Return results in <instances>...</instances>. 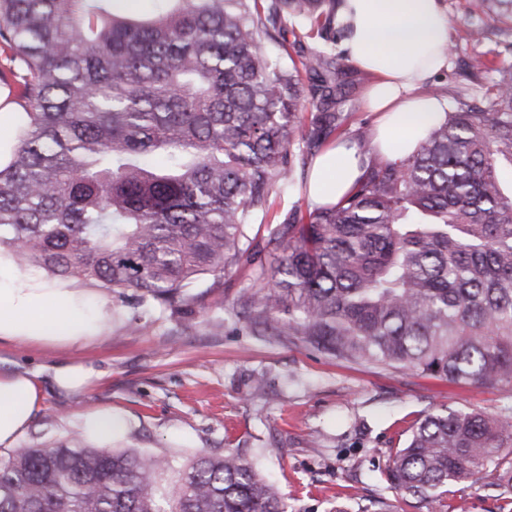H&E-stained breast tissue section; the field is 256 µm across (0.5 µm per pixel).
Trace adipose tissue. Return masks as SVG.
I'll use <instances>...</instances> for the list:
<instances>
[{"label":"adipose tissue","mask_w":512,"mask_h":512,"mask_svg":"<svg viewBox=\"0 0 512 512\" xmlns=\"http://www.w3.org/2000/svg\"><path fill=\"white\" fill-rule=\"evenodd\" d=\"M350 57L370 81L366 106L380 113L372 145L337 142L320 154L308 184L314 204H334L358 183L372 159L409 151L424 129L441 119L424 81L447 60L448 19L439 0H344ZM91 314L65 288H44L0 261V339L78 344L91 335ZM41 403L33 375L0 372V446H14Z\"/></svg>","instance_id":"ef3b65f1"}]
</instances>
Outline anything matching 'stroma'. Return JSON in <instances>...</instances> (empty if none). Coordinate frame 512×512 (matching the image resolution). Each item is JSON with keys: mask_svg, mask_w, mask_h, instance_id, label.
I'll use <instances>...</instances> for the list:
<instances>
[{"mask_svg": "<svg viewBox=\"0 0 512 512\" xmlns=\"http://www.w3.org/2000/svg\"><path fill=\"white\" fill-rule=\"evenodd\" d=\"M448 18V65L429 80L446 106L464 99L486 108L496 70L512 64V20L484 0H441ZM483 31L481 40L468 34ZM254 266L225 273L193 307L195 325L172 310L141 331L94 289L73 293L101 314L80 344L0 340V371L37 374L42 401L23 442L58 440L83 430L86 415L112 411L120 427L112 447L178 457L247 448L288 499L289 512H334L338 502L384 498L410 512L380 477L424 414L450 408L490 415L512 408V387L467 386L409 369L336 360L311 347L267 343L251 335L233 303ZM90 369L88 383L66 391L53 381L63 364ZM263 392L253 396L255 381Z\"/></svg>", "mask_w": 512, "mask_h": 512, "instance_id": "obj_1", "label": "stroma"}]
</instances>
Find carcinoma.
I'll use <instances>...</instances> for the list:
<instances>
[{
	"instance_id": "cac0c4a2",
	"label": "carcinoma",
	"mask_w": 512,
	"mask_h": 512,
	"mask_svg": "<svg viewBox=\"0 0 512 512\" xmlns=\"http://www.w3.org/2000/svg\"><path fill=\"white\" fill-rule=\"evenodd\" d=\"M0 0L18 123L0 165V257L194 326L193 289L271 256L235 299L252 335L460 384L512 385V66L485 110L457 101L355 190L278 214L349 120L343 0ZM270 41L279 55L264 49ZM510 452H504V449ZM382 479L415 512L478 481L512 506V416L426 413ZM53 494L45 495L46 487ZM383 500L336 512H387ZM0 512H288L253 454L174 466L74 432L0 455Z\"/></svg>"
}]
</instances>
